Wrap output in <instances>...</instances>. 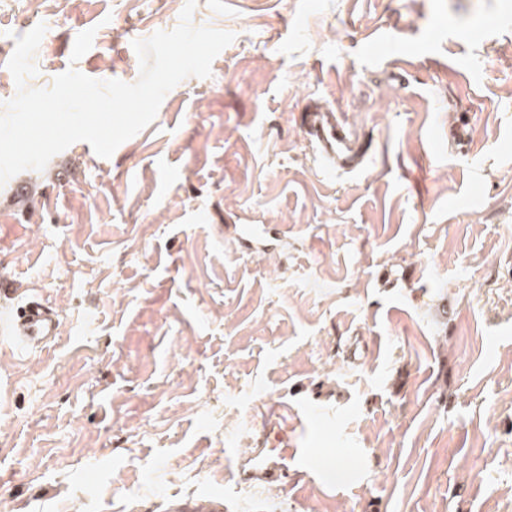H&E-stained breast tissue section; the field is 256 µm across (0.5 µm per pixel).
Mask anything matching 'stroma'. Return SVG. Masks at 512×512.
<instances>
[{
  "label": "stroma",
  "instance_id": "obj_1",
  "mask_svg": "<svg viewBox=\"0 0 512 512\" xmlns=\"http://www.w3.org/2000/svg\"><path fill=\"white\" fill-rule=\"evenodd\" d=\"M184 4L0 0V113L37 24L26 87L132 84L133 41ZM191 23L234 36L210 77L111 157L78 141L0 186V279L62 311L43 351L0 342V512L215 491L224 512H512V0H196ZM311 100L343 112L365 169L323 178ZM237 224L288 243L247 254ZM288 423L287 482H242Z\"/></svg>",
  "mask_w": 512,
  "mask_h": 512
}]
</instances>
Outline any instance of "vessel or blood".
I'll list each match as a JSON object with an SVG mask.
<instances>
[{
    "instance_id": "b4317fda",
    "label": "vessel or blood",
    "mask_w": 512,
    "mask_h": 512,
    "mask_svg": "<svg viewBox=\"0 0 512 512\" xmlns=\"http://www.w3.org/2000/svg\"><path fill=\"white\" fill-rule=\"evenodd\" d=\"M301 124L310 137L316 158L326 170L352 174L362 169L365 154L335 109L307 106L301 114ZM281 236L282 230L276 224H242L237 228L236 240L246 252L253 253L269 250L272 242ZM59 327V310L39 296L29 295L7 317L0 319V336L34 351L51 344L59 334ZM287 460L288 451L282 448L276 458L258 456L254 470L269 480L284 483L289 476Z\"/></svg>"
}]
</instances>
